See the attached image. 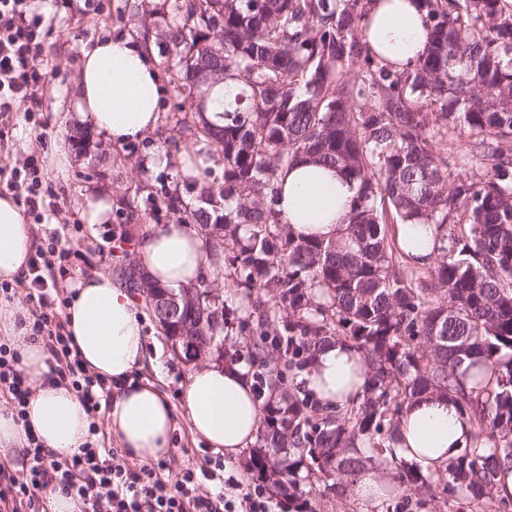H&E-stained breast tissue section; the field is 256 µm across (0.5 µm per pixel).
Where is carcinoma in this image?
<instances>
[{
  "mask_svg": "<svg viewBox=\"0 0 512 512\" xmlns=\"http://www.w3.org/2000/svg\"><path fill=\"white\" fill-rule=\"evenodd\" d=\"M372 2L168 0L163 67L182 100L165 120L224 170L194 202L164 184L149 200L199 225L224 260L216 275L242 290L224 362L245 352L262 368L246 468L288 512H320L315 485L342 494L369 465L392 472L391 497L413 488L446 504L463 491L462 512H512L496 495L512 471V4L422 0L427 48L400 70L365 40ZM228 81L238 93L214 106ZM307 160L358 183L344 239H296L275 209L280 177ZM408 223L444 231L423 277L389 232ZM205 282L178 289L179 315L153 313L171 340L184 328L208 345L229 335ZM332 341L365 353L370 377L363 397L329 409L283 384ZM423 395L453 398L475 423L429 474L387 445Z\"/></svg>",
  "mask_w": 512,
  "mask_h": 512,
  "instance_id": "cac0c4a2",
  "label": "carcinoma"
}]
</instances>
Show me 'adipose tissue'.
Wrapping results in <instances>:
<instances>
[{"mask_svg":"<svg viewBox=\"0 0 512 512\" xmlns=\"http://www.w3.org/2000/svg\"><path fill=\"white\" fill-rule=\"evenodd\" d=\"M421 0H377L366 40L380 57L400 68L415 66L427 34ZM163 74L153 40L104 35L86 50L79 65L71 110L80 126L115 144L141 140L158 123ZM358 194L356 183L338 170L301 162L281 179L276 209L298 238L344 237V219ZM399 247L432 263L441 245L433 224H395ZM32 236L10 195H0V281L26 267ZM209 238L199 225H148L136 245V262L149 281L166 288L193 285L209 267ZM28 314L20 308L0 316V332L18 347L21 368L32 388L24 420L0 410V455L14 453L35 435L52 453L67 456L86 441L92 416L72 388L50 371V353L29 338ZM66 332L86 369L116 381L106 429L131 457L156 460L171 448L173 408L154 385L131 383L146 356L143 320L130 291L107 273L79 281L64 314ZM368 377L364 354L341 342L317 354L305 386L326 406L361 396ZM192 433L208 446L235 456L252 446L261 406L251 380L236 366L210 364L193 370L181 393ZM473 432L470 415L452 398L423 397L404 412L390 441L398 456L422 471L434 472L455 458Z\"/></svg>","mask_w":512,"mask_h":512,"instance_id":"ef3b65f1","label":"adipose tissue"}]
</instances>
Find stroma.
<instances>
[{
    "instance_id": "1",
    "label": "stroma",
    "mask_w": 512,
    "mask_h": 512,
    "mask_svg": "<svg viewBox=\"0 0 512 512\" xmlns=\"http://www.w3.org/2000/svg\"><path fill=\"white\" fill-rule=\"evenodd\" d=\"M147 9V0H42L45 35L42 49L32 61L34 68L48 75L41 106L35 112L9 113L0 121L1 161L19 166L34 151L44 159V181L51 192L53 209L43 220L29 215L25 222L34 234L35 246L47 247L54 234L61 248L66 249L63 265L67 275L65 287L59 292L63 298L68 295V286L95 272L107 271L113 279H120L122 268L134 261L132 240L146 223L166 224L172 220L166 211H152L147 196L177 170L168 166L150 171L143 162L157 151L177 157L191 136L188 130L164 122L145 139L119 147L104 142L98 151L74 153L67 164L54 162L59 148L73 146L76 126L70 119L69 100L83 52L102 35L141 32V18ZM92 191L111 198L114 208L131 215V242L114 238L110 224L100 225L96 238H89L82 207L85 196ZM144 331L149 361L136 368L133 377L139 383L155 384L172 406H179L180 390L194 365L174 351L155 319L147 320ZM218 457L216 449L193 435L186 419H179L173 447L165 458L171 472L186 467L210 469Z\"/></svg>"
}]
</instances>
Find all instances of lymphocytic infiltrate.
Returning a JSON list of instances; mask_svg holds the SVG:
<instances>
[{
    "label": "lymphocytic infiltrate",
    "instance_id": "f902f5d3",
    "mask_svg": "<svg viewBox=\"0 0 512 512\" xmlns=\"http://www.w3.org/2000/svg\"><path fill=\"white\" fill-rule=\"evenodd\" d=\"M32 3L0 0V115L40 104L37 93L46 76L31 62L41 49L44 32L42 17ZM7 187L25 213L38 216L45 211L47 190L37 156H28L23 168H11ZM54 254V247L40 248L28 262L29 286L37 293L30 337L45 342L54 371L68 380L88 411L96 413L111 398L112 386L90 373L73 354L61 314L46 295L66 276ZM20 361L17 349L0 343V392L10 394L15 416L21 420L31 390ZM17 458L19 469L0 467V512H37L42 494L57 488L77 499L82 512H271L269 489L244 484L234 474L224 475L223 462H216L208 474L219 481L221 492L201 495L195 469L172 476L161 463L131 464L106 445L103 432L94 425L86 442L69 456H57L32 437Z\"/></svg>",
    "mask_w": 512,
    "mask_h": 512
}]
</instances>
